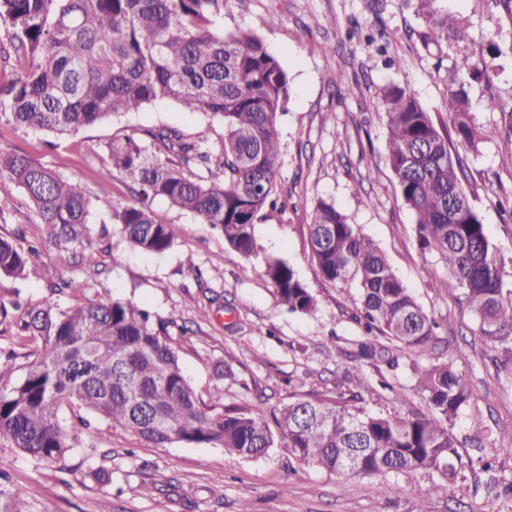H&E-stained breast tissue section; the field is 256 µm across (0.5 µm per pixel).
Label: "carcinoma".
<instances>
[{
    "label": "carcinoma",
    "instance_id": "1",
    "mask_svg": "<svg viewBox=\"0 0 512 512\" xmlns=\"http://www.w3.org/2000/svg\"><path fill=\"white\" fill-rule=\"evenodd\" d=\"M226 0H0V119L64 135L140 112L159 101L222 123L217 142L207 132L187 136L160 125L105 146L96 200L110 198L112 178L123 175L140 204L112 201L109 221L134 249L162 255L174 246L167 225L146 205L165 199L218 230L228 252L257 258L255 224L277 210L281 154L279 118L289 75L263 39L249 29L224 32ZM425 47L466 41L449 15L428 12L420 33ZM469 76L484 70L467 54L455 63ZM386 162L400 199L412 213L417 246L461 288L477 335L512 351V284L451 147H476L480 131L463 81L448 85V121H436L404 87L384 90ZM27 195L46 238L98 269L92 242L93 204L81 182L0 149V180ZM312 261L327 280L354 288L356 322L366 339L363 363L427 352L438 323L394 271L379 245L335 204L317 202L308 224ZM265 275L277 302L291 313L312 314L317 300L286 262L265 257ZM36 249L0 237V277L37 275ZM38 303L20 289L0 296V324L9 321L25 351L24 374L0 380V444L38 462L57 463L79 444L62 424L70 412L123 428L150 444L218 445L229 455L258 457L282 444L301 462L337 475L386 477L423 470L437 475L420 492L419 512L448 492L460 468L459 443L448 427L474 399L468 378L448 359L407 364L428 412L372 413L352 405L358 394L288 403L273 413L275 428L251 410L224 405L216 387L208 399L186 378L171 345L173 318L121 298L87 300L61 308ZM11 460L0 457V512H26L6 489Z\"/></svg>",
    "mask_w": 512,
    "mask_h": 512
}]
</instances>
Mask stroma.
I'll list each match as a JSON object with an SVG mask.
<instances>
[{
    "mask_svg": "<svg viewBox=\"0 0 512 512\" xmlns=\"http://www.w3.org/2000/svg\"><path fill=\"white\" fill-rule=\"evenodd\" d=\"M434 9L452 14L468 33L463 43L424 48L426 26L420 0H227L219 25L250 29L264 40L290 78L280 119L281 161L276 189L287 197L285 213L271 214L255 226L264 254L292 266L315 296V313H289L277 303L274 287L258 259H235L224 238L194 215L157 198L149 206L167 224L173 248L162 255L133 250L115 227L105 226L107 208L94 205V241L107 276L75 266L70 252L43 238L40 223L22 191L0 182V209L10 216L0 236L24 235L37 243L41 271L15 284L0 278V294L21 286L40 301L50 283L73 279L85 298L106 302L129 299L161 317H175L187 329L174 336L185 376L198 394L224 390L228 406L271 411L315 395L333 394L355 364L363 332L354 320V289L320 276L308 247V226L319 200L333 202L387 254L395 272L423 308L442 327L435 353L455 358L474 390L472 405L452 422L460 438L482 432L492 442L512 447V352L486 345L460 289L448 276L425 277L413 217L401 203L385 161L387 129L382 94L386 86L407 88L424 109L443 110L455 60L468 54L485 61L490 82L468 80L470 111L483 130L476 148L459 147L470 201L505 258L504 278L512 282V14L498 0H435ZM275 27H267L270 14ZM496 98L497 109L487 107ZM158 125L188 134L224 133L202 114L159 102L141 112L96 124L79 132L52 135L0 122V149L17 151L36 163L78 179L89 193L98 190L106 164L105 143L132 131ZM193 256L220 299L202 314V288L185 265ZM369 388L361 405L374 413L420 410L424 402L405 367L377 361L366 366ZM404 390L395 400L392 387ZM82 446L57 464H40L18 453L9 490L33 512H418L419 492L431 473L389 476L393 494L378 480L336 476L299 462L274 447L258 458L225 454L223 448L173 442L157 447L121 429L86 459L89 431ZM104 468L111 482H98L90 468ZM430 512H512V456H499L491 471L465 467L447 495L432 498Z\"/></svg>",
    "mask_w": 512,
    "mask_h": 512,
    "instance_id": "obj_1",
    "label": "stroma"
}]
</instances>
